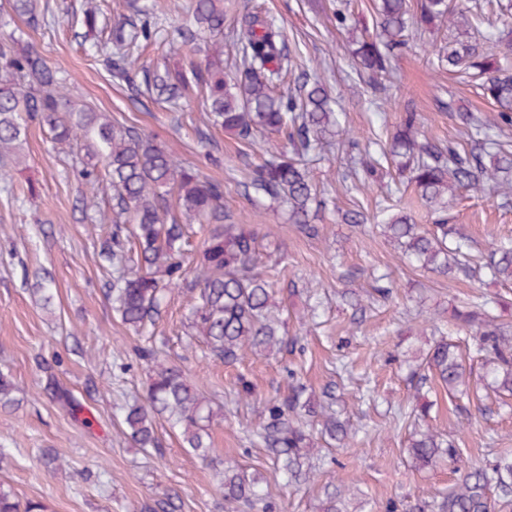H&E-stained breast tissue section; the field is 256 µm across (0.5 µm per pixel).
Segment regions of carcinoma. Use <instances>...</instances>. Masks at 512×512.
I'll use <instances>...</instances> for the list:
<instances>
[{
  "mask_svg": "<svg viewBox=\"0 0 512 512\" xmlns=\"http://www.w3.org/2000/svg\"><path fill=\"white\" fill-rule=\"evenodd\" d=\"M17 14L26 16L33 29L50 25L49 7L36 11L32 0H8ZM373 32L356 42L352 51L358 95L377 110L394 75V63L406 46L405 31L415 19L414 36L448 24L444 44L427 41L430 53L450 73H471L481 79L483 96L493 112H469L448 101L455 113L458 137L438 141L426 136L420 113L404 112L392 126L387 141L347 137L339 129L338 113L327 87L302 73L294 89L279 91L292 67L284 28L260 11L243 15L235 36L224 34V0H188L178 21L179 38L170 43L174 65L142 71L143 93L175 101L195 93L211 125L224 127L240 144L286 133L287 149L253 167L247 188L259 199L288 205L289 219L308 238L320 227L312 223L333 197L326 187L312 182L306 167L310 152L323 148L333 136L349 156L343 180L351 186L380 184L389 169L407 178L421 204L437 216L425 229L411 215L380 205L379 224L385 236L408 261L431 272L471 279L480 270L468 252L467 237L448 223V211L469 191L507 194L512 191V66L488 62V52L502 41L483 6L464 10L453 0H378ZM167 19L160 0L135 9V17L104 24L88 57L105 67L111 77L123 79L134 67L131 49L139 41L157 36ZM232 58L224 78V49ZM48 127L54 145L83 146L85 161L79 177L88 185L110 192L108 209L87 216L93 224H110L112 232L102 253L112 264L108 294L112 306L128 327L140 331L155 325L162 314L163 292L173 287L189 298L188 327L202 339L207 355L235 364L252 354L279 351L288 345L280 334L279 309L264 270L273 252L260 250L264 236L236 224L224 206V182L200 175L175 160L154 138L138 127L121 123L89 103L73 99L68 75L40 55L20 46L15 37L0 38V160L25 163L21 145L29 126ZM206 229L195 265L188 268L184 255L191 245L194 225ZM484 268L503 284H512V247L501 246L486 257ZM493 301L474 296L461 301L455 313L456 330L470 335L484 370L486 387L512 395V324L493 313ZM433 340L414 372L415 391L432 382L449 395H464L470 370L458 347L441 336ZM139 360L150 367L146 403L125 409L123 423L140 448L159 447L157 421L180 430L185 451L209 457V426L219 409L184 375L182 369L159 359L154 348H135ZM288 395L269 399L261 410L256 431L274 469L285 483L313 475L309 454L315 438L326 444H345L351 438L348 423L329 411L324 400L307 393L295 370H288ZM49 391L74 410L78 404L55 380ZM408 457L418 468L455 461L458 448L431 426L411 437ZM224 502L232 512H276L270 484L258 470L234 464L220 472ZM346 490L326 493L319 512H345ZM0 512H47V506L21 503L0 489ZM405 512H512V458L502 457L485 466H471L447 496L420 501Z\"/></svg>",
  "mask_w": 512,
  "mask_h": 512,
  "instance_id": "obj_1",
  "label": "carcinoma"
}]
</instances>
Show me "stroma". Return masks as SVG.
I'll use <instances>...</instances> for the list:
<instances>
[{
  "mask_svg": "<svg viewBox=\"0 0 512 512\" xmlns=\"http://www.w3.org/2000/svg\"><path fill=\"white\" fill-rule=\"evenodd\" d=\"M40 2L55 16L52 27L33 31L24 17L0 14V36L24 31L25 42L49 65L67 71L80 101L156 135L177 159L223 181L224 204L235 222L272 230L283 256L273 272V300L288 336L298 338L305 352L255 355L224 365L206 357L202 343L189 336L187 302L170 292L154 329V347L199 388L222 396L243 377L255 396L246 404L225 405L223 416L214 419L211 461L185 454L181 436L164 422L157 425L161 450L134 447L119 415L122 405L145 396L149 369L133 361V349L143 340L121 322L107 298L108 277L98 253L110 227L90 223L82 211L83 202L102 207L107 197L78 179L81 150L58 152L47 130L32 125L23 145L25 165L0 166V372L18 389L17 405L0 407V488L22 501H42L49 512H162L160 504L169 497L177 512H227L218 472L225 462L236 461L268 477L279 512H317L325 485L341 481L354 489L348 512H385L391 501L447 493L458 472L447 464L414 467L405 452L412 426L395 420L398 409L414 403L409 361L432 342L421 319L449 321L457 300L482 295L506 297L509 304L500 314L512 321V287L482 276L451 280L415 269L400 261L371 222L364 233L352 232L340 223L338 210L359 208L371 218L388 195L410 210L416 223L427 227L432 219L416 203L413 189L396 191L392 179L369 190L336 181L340 161L332 153L313 154L308 162L313 182L328 184L336 207L319 217L329 228L326 238H306L289 223L286 207L258 203L244 188L246 166L262 162L264 149L242 148L221 127L202 128L197 99L177 108L156 103L90 65L80 43L95 34L84 27L73 30L71 15L93 3L107 22H119L115 0ZM331 3L224 0L225 25L235 26L251 7L277 18L295 63L284 85H292L304 68L323 77L343 130L359 137L385 138L386 125L411 107L422 113L426 135L444 141L455 134L448 101L490 111L486 100L437 67L414 40L396 63L386 115L377 117L352 93L348 54L350 40L373 26V0H352L348 31L337 29ZM448 221L468 237L473 254L486 253L494 242L512 244V204L502 205L500 198L463 194ZM384 273L395 284L392 298L369 300L374 277ZM43 276L51 278L54 292L48 310L33 292ZM123 362L130 370H120ZM292 368L313 394L336 383L358 435L350 447L333 453L316 442L317 478L284 488L254 433L263 401L287 394ZM51 378L72 393L81 411L70 413L51 400L45 390ZM365 393L369 401L359 403ZM426 398L434 403L429 424L455 441L465 464L482 466L512 455V398L458 401L437 386ZM48 450L63 460V471L47 468Z\"/></svg>",
  "mask_w": 512,
  "mask_h": 512,
  "instance_id": "35a3bbf8",
  "label": "stroma"
}]
</instances>
